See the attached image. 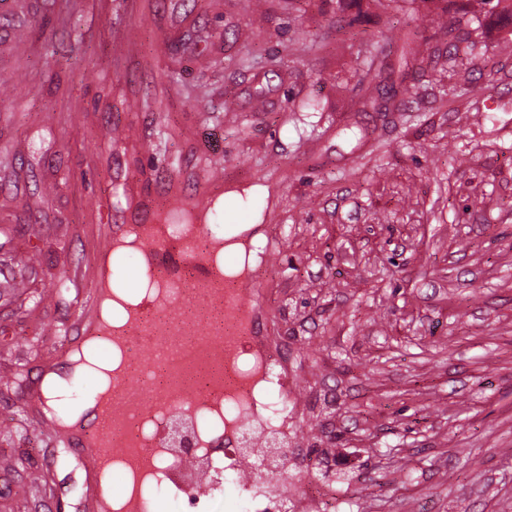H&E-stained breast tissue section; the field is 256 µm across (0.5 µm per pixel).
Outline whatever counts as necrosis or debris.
Masks as SVG:
<instances>
[{
    "instance_id": "obj_1",
    "label": "necrosis or debris",
    "mask_w": 512,
    "mask_h": 512,
    "mask_svg": "<svg viewBox=\"0 0 512 512\" xmlns=\"http://www.w3.org/2000/svg\"><path fill=\"white\" fill-rule=\"evenodd\" d=\"M260 311L225 309L224 320L235 327L213 352L222 378L195 382L191 392L215 398V405L187 416L188 450L174 451L166 432L169 416L151 410L150 402L168 392L165 374L140 382L125 403L135 420L112 433L128 485L122 503L149 507L142 488L149 483L164 493L184 496L187 512H206L208 491L231 484L233 512H319L314 500L274 485V477L296 470L291 452L297 436L288 428L283 406L288 400V360L278 354L272 337L263 333ZM251 445L265 460V476L243 474Z\"/></svg>"
}]
</instances>
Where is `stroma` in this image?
Returning <instances> with one entry per match:
<instances>
[{"instance_id": "stroma-1", "label": "stroma", "mask_w": 512, "mask_h": 512, "mask_svg": "<svg viewBox=\"0 0 512 512\" xmlns=\"http://www.w3.org/2000/svg\"><path fill=\"white\" fill-rule=\"evenodd\" d=\"M437 8L435 31L368 0H0V253L23 282L0 284V512H93L89 459L49 464L45 424L92 379L24 393L75 361L60 331L114 230L177 199L262 248L312 451L285 483L344 512H512V21ZM409 34L431 62L398 111H364L367 60ZM61 277L69 303H43Z\"/></svg>"}]
</instances>
